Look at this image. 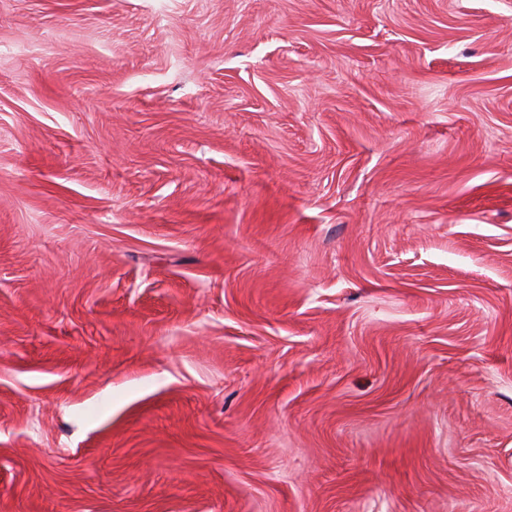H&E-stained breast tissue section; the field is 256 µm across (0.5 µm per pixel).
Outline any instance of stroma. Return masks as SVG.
<instances>
[{
  "label": "stroma",
  "mask_w": 512,
  "mask_h": 512,
  "mask_svg": "<svg viewBox=\"0 0 512 512\" xmlns=\"http://www.w3.org/2000/svg\"><path fill=\"white\" fill-rule=\"evenodd\" d=\"M0 0V512H512V0Z\"/></svg>",
  "instance_id": "obj_1"
}]
</instances>
